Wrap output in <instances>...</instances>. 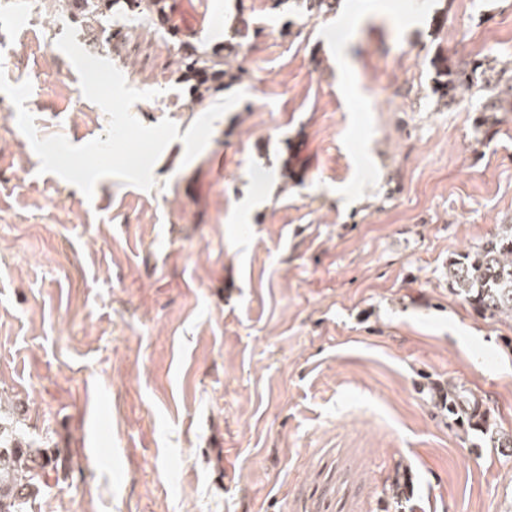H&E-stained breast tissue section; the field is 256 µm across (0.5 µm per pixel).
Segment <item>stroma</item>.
I'll use <instances>...</instances> for the list:
<instances>
[{
    "label": "stroma",
    "mask_w": 512,
    "mask_h": 512,
    "mask_svg": "<svg viewBox=\"0 0 512 512\" xmlns=\"http://www.w3.org/2000/svg\"><path fill=\"white\" fill-rule=\"evenodd\" d=\"M166 3L205 43L232 40L241 8L265 31L231 58L243 101L192 160L171 142L151 189L106 176L88 198L40 173L0 93V410L66 460L30 512H387L398 475L415 512H512V459L435 395L462 383L512 430V323L446 275L512 224V112L478 133L427 74L440 47L512 61V0H348L324 20ZM24 12L0 0V71L31 81L37 131L82 145L108 127L56 45L68 25L159 91L131 108L144 124L187 131L221 98L196 102L154 29L104 31L75 0Z\"/></svg>",
    "instance_id": "stroma-1"
}]
</instances>
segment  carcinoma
Instances as JSON below:
<instances>
[{
    "label": "carcinoma",
    "mask_w": 512,
    "mask_h": 512,
    "mask_svg": "<svg viewBox=\"0 0 512 512\" xmlns=\"http://www.w3.org/2000/svg\"><path fill=\"white\" fill-rule=\"evenodd\" d=\"M285 4L299 17H326L336 14L340 0H273L275 9ZM163 12L162 0H112L114 19L143 14L151 20ZM232 30L244 42L262 34L258 23L242 10L235 15ZM166 45L185 72L207 77V92L221 75L242 80V69L234 72L229 67L228 52L209 51L186 40L168 41ZM429 67L436 105L456 109L469 96L477 100L476 112H512L511 63L498 69L487 57L454 60L440 49L430 57ZM448 285L484 318L512 321V224L496 225L480 245L450 259ZM438 407L464 432L472 431L489 447L506 450L512 456V430L507 432L498 425L491 409L464 385L448 382L439 391ZM65 467L60 452L25 442L13 427L0 423V512H28L51 477L59 476ZM406 487L398 477L389 486L395 512H413Z\"/></svg>",
    "instance_id": "obj_1"
}]
</instances>
